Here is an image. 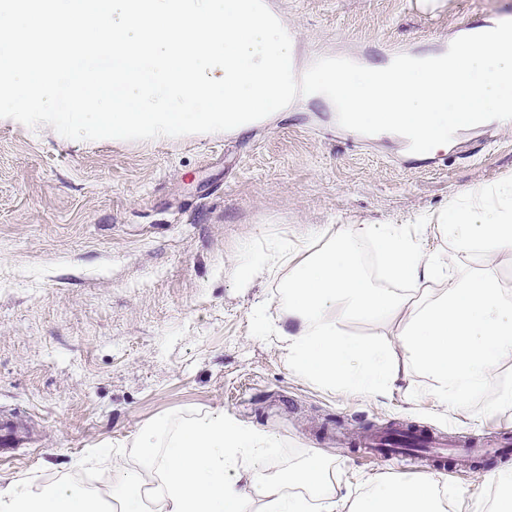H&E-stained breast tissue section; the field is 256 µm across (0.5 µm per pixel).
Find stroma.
<instances>
[{
    "instance_id": "obj_1",
    "label": "stroma",
    "mask_w": 512,
    "mask_h": 512,
    "mask_svg": "<svg viewBox=\"0 0 512 512\" xmlns=\"http://www.w3.org/2000/svg\"><path fill=\"white\" fill-rule=\"evenodd\" d=\"M271 2L302 64L336 51L378 63L392 47L427 52L512 20V0ZM509 176L512 127L412 156L306 98L243 131L166 141L74 143L50 127L0 123V414L26 434L0 477L102 487L113 452L140 430L220 408L279 436L271 470L318 453L341 482L433 475L491 512L502 490L483 476L511 469L512 454L417 470L363 458L358 432L400 422L491 440L512 433V409H488L479 394L445 409L415 367L369 397L297 375L269 331L287 263L249 288L236 269L284 244L319 250L324 227L406 223ZM425 246L451 265L492 269L512 290L511 258L465 254L431 234Z\"/></svg>"
}]
</instances>
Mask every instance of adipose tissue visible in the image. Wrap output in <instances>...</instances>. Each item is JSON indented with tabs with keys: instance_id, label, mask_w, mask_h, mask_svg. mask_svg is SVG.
I'll return each instance as SVG.
<instances>
[{
	"instance_id": "adipose-tissue-1",
	"label": "adipose tissue",
	"mask_w": 512,
	"mask_h": 512,
	"mask_svg": "<svg viewBox=\"0 0 512 512\" xmlns=\"http://www.w3.org/2000/svg\"><path fill=\"white\" fill-rule=\"evenodd\" d=\"M466 253L512 254V178L452 195L437 214L404 224H349L320 251L289 270L279 298L277 334L290 366L328 387L372 395L395 385L400 364L424 370L439 405L453 408L486 395L492 409L512 407V385L497 366L512 356V293L492 270L449 267L427 250L424 231ZM374 244L385 278L373 282L360 261ZM420 296L403 293L404 282ZM399 319L401 361L380 345L347 337L343 322ZM138 462L112 457L103 492L68 480L0 478V512H443L436 477L412 482L372 479L364 496L347 498L331 463L312 458L283 473L266 460L279 442L247 430L222 410L149 427L134 440Z\"/></svg>"
}]
</instances>
